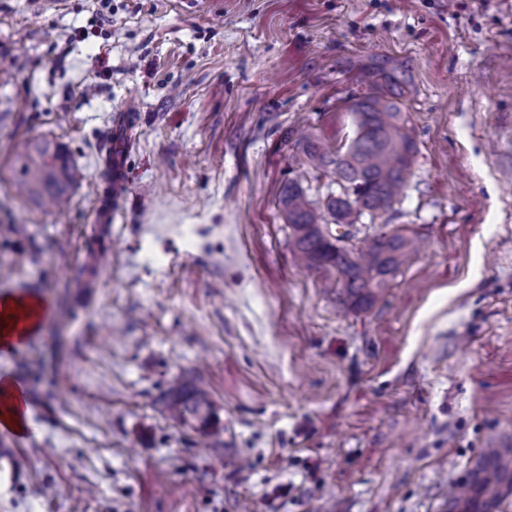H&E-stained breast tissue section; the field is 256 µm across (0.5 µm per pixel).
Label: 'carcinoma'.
I'll use <instances>...</instances> for the list:
<instances>
[{
	"mask_svg": "<svg viewBox=\"0 0 512 512\" xmlns=\"http://www.w3.org/2000/svg\"><path fill=\"white\" fill-rule=\"evenodd\" d=\"M404 93H374L357 97L348 110L353 136L332 150L312 131L297 134L292 148L295 164L332 177L341 188L319 207L308 199L303 185L290 178L278 197L295 255L305 265L333 270L336 279L324 288L357 307L374 303L390 278L409 259L414 240L400 230L372 229L347 245V226L367 216L370 224L394 210L413 176L417 144L400 107ZM80 172L60 144L50 139L29 140L14 152L11 179L18 194L41 204H62L70 197ZM166 416L208 434L223 431L214 417L209 392L175 379L161 398Z\"/></svg>",
	"mask_w": 512,
	"mask_h": 512,
	"instance_id": "carcinoma-1",
	"label": "carcinoma"
}]
</instances>
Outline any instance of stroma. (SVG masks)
I'll return each mask as SVG.
<instances>
[{"label":"stroma","mask_w":512,"mask_h":512,"mask_svg":"<svg viewBox=\"0 0 512 512\" xmlns=\"http://www.w3.org/2000/svg\"><path fill=\"white\" fill-rule=\"evenodd\" d=\"M375 61L411 89L390 226L420 248L350 308L297 266L278 196L292 131L344 142ZM43 136L83 174L61 210L6 183ZM5 293L49 312L0 351L30 429H0V512H444L512 446V0H112L108 26L96 0H0ZM178 376L219 441L161 412ZM125 155V141L114 138L112 141V161L109 162L105 171V179L109 182L107 193L110 194L112 192V208L108 210L102 208L97 211L96 221L99 224H112V220L117 214V208L128 190L129 180L125 165Z\"/></svg>","instance_id":"stroma-1"}]
</instances>
